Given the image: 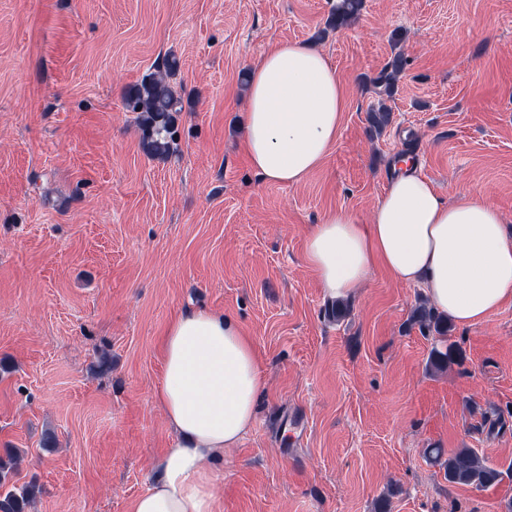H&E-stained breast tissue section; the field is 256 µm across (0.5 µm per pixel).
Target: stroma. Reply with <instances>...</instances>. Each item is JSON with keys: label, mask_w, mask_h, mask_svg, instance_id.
<instances>
[{"label": "stroma", "mask_w": 512, "mask_h": 512, "mask_svg": "<svg viewBox=\"0 0 512 512\" xmlns=\"http://www.w3.org/2000/svg\"><path fill=\"white\" fill-rule=\"evenodd\" d=\"M335 3L0 0V447L24 452L28 512H127L152 485L175 442L159 340L188 308L234 318L261 359L256 417L212 487L222 512H512V303L440 336L410 319L422 289L374 269L331 318L304 255L325 213L369 220L404 154L443 199L475 193L512 225V0H364L327 34ZM284 41L349 90L298 184L242 149L241 76ZM170 52L184 109L154 159L123 94ZM448 344L460 361L431 367ZM429 448L474 449L502 478L450 483ZM405 66V59L402 55L397 54L388 62L381 75L376 79V83L383 87L382 93L386 96H391L395 82L399 75L403 72Z\"/></svg>", "instance_id": "1"}]
</instances>
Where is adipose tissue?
<instances>
[{
	"mask_svg": "<svg viewBox=\"0 0 512 512\" xmlns=\"http://www.w3.org/2000/svg\"><path fill=\"white\" fill-rule=\"evenodd\" d=\"M347 106V90L319 52L271 47L250 73L245 151L265 180L295 184L320 167ZM305 256L328 296H352L373 268L423 289L437 312L462 326L512 302V236L497 207L470 192L445 201L404 162L370 223L345 210L310 225ZM158 396L178 436L156 483L129 512H220L211 460L252 426L262 392L255 349L239 323L211 310L177 314L160 340Z\"/></svg>",
	"mask_w": 512,
	"mask_h": 512,
	"instance_id": "obj_1",
	"label": "adipose tissue"
}]
</instances>
